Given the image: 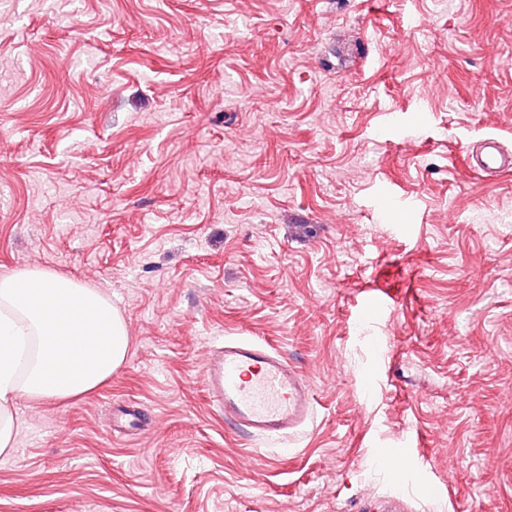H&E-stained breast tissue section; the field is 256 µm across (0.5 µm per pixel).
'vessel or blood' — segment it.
Here are the masks:
<instances>
[{
    "label": "vessel or blood",
    "instance_id": "obj_1",
    "mask_svg": "<svg viewBox=\"0 0 512 512\" xmlns=\"http://www.w3.org/2000/svg\"><path fill=\"white\" fill-rule=\"evenodd\" d=\"M473 166L484 176L498 175L512 170V155L503 153L490 137L474 154ZM204 381L210 405L226 424L250 438L288 436L312 415L309 383L261 342L233 339L210 350Z\"/></svg>",
    "mask_w": 512,
    "mask_h": 512
}]
</instances>
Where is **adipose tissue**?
<instances>
[{
  "label": "adipose tissue",
  "mask_w": 512,
  "mask_h": 512,
  "mask_svg": "<svg viewBox=\"0 0 512 512\" xmlns=\"http://www.w3.org/2000/svg\"><path fill=\"white\" fill-rule=\"evenodd\" d=\"M130 338L110 297L42 268L0 276V455L22 424L19 400L64 401L97 389L126 362Z\"/></svg>",
  "instance_id": "adipose-tissue-1"
}]
</instances>
